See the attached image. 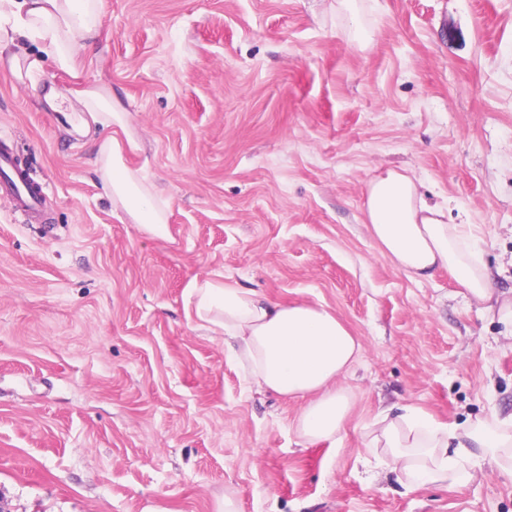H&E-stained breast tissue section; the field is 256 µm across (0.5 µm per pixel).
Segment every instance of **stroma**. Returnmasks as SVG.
Instances as JSON below:
<instances>
[{"label":"stroma","mask_w":512,"mask_h":512,"mask_svg":"<svg viewBox=\"0 0 512 512\" xmlns=\"http://www.w3.org/2000/svg\"><path fill=\"white\" fill-rule=\"evenodd\" d=\"M67 81L0 59V140L45 193L32 219L0 198V512H215L228 488L238 512H512L494 468L410 492L378 473L381 410L512 414V338L363 222L375 169L414 174L512 289V0H103L82 81L127 112L165 237L113 215L101 128L50 95ZM220 276L359 337L341 446L303 443L300 402L186 319Z\"/></svg>","instance_id":"stroma-1"}]
</instances>
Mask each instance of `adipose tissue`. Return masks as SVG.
I'll use <instances>...</instances> for the list:
<instances>
[{"label": "adipose tissue", "mask_w": 512, "mask_h": 512, "mask_svg": "<svg viewBox=\"0 0 512 512\" xmlns=\"http://www.w3.org/2000/svg\"><path fill=\"white\" fill-rule=\"evenodd\" d=\"M99 7L100 0H0V53L16 41L30 42L39 57L12 55L13 73L39 70L46 56L74 78L59 95L75 98L106 132L94 164L113 212L163 236L170 204L159 198L142 168L125 160L126 153L139 149L125 113L116 111L111 93L76 83L83 56L98 37ZM365 222L380 252L399 270L417 280L447 270L475 302L500 298L499 319L512 327V298L500 297L481 263L472 225L447 223L444 205L428 203L412 177L395 170L374 174ZM188 290L193 300L188 318L223 338L228 355L245 365L258 389L304 401L294 421L298 437L309 444L341 443L352 399L336 381L362 352L344 323L324 306L275 302L236 281H195ZM367 430L371 447L384 451L380 466L409 491L439 482L467 484L476 458L512 473V415L478 422L458 435L428 413L403 407L381 414Z\"/></svg>", "instance_id": "1"}]
</instances>
